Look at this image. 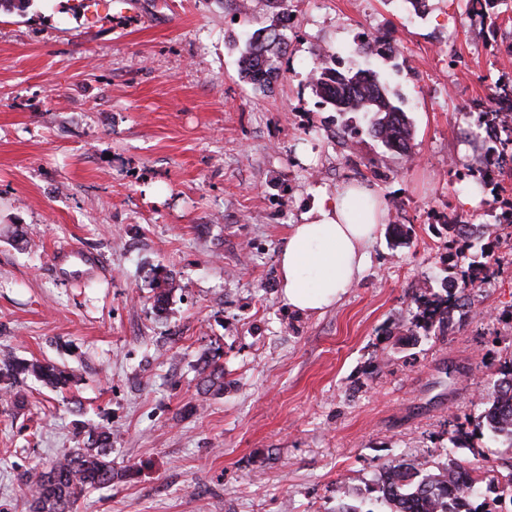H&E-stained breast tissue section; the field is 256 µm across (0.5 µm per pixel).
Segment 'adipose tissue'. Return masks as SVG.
Wrapping results in <instances>:
<instances>
[{"instance_id":"adipose-tissue-1","label":"adipose tissue","mask_w":512,"mask_h":512,"mask_svg":"<svg viewBox=\"0 0 512 512\" xmlns=\"http://www.w3.org/2000/svg\"><path fill=\"white\" fill-rule=\"evenodd\" d=\"M385 216L382 196L354 182L325 197L302 223L291 225L278 254L288 309L313 315L336 303L362 273Z\"/></svg>"}]
</instances>
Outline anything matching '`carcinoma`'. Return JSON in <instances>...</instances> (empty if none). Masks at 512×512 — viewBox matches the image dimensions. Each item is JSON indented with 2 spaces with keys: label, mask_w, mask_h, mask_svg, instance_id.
Here are the masks:
<instances>
[{
  "label": "carcinoma",
  "mask_w": 512,
  "mask_h": 512,
  "mask_svg": "<svg viewBox=\"0 0 512 512\" xmlns=\"http://www.w3.org/2000/svg\"><path fill=\"white\" fill-rule=\"evenodd\" d=\"M269 8L276 10L272 23L257 30L245 43L239 58V78L265 91L281 70V58L286 55L290 30L285 24L290 12V0H267ZM356 53L390 57L394 49L376 38L359 43ZM336 54H314L307 82L318 98L319 107L339 115L345 112H364L370 115L368 134L380 142L387 151L401 157L411 155L414 139L413 124L404 109L392 100L386 85L373 71L361 68L337 72ZM504 88L487 95L479 113L478 130L472 132L476 155L472 162L462 166L463 175L472 179L487 192L489 184L483 178V170L490 165L499 169L512 166V124L498 120L496 102ZM498 194L499 186H494ZM485 247L474 255L472 273L459 282L445 276L441 291L422 289L415 297L416 314L407 328L412 336L427 334L448 325L450 314H468L467 292L485 283L481 277L487 269ZM20 375H30L45 384L63 391L74 383V376L47 361L19 359L10 354L0 359V382L12 383ZM497 381L489 398L490 407L483 415L487 429L494 440L512 449V359L500 368ZM201 381L207 391L216 395L224 392V368L216 359L205 362L201 368ZM88 444L72 448L57 459L45 472L25 475L24 485L34 504V512H72L78 499L89 488H103L112 484L115 473L112 468V428L89 427ZM471 436L454 434L450 438L448 460L431 473L418 463H400L384 468L373 492L376 493L371 507L340 502L336 512H375L383 506V512H461L456 496L465 494L457 484L463 472L479 471L471 460L456 456L455 449L469 448Z\"/></svg>",
  "instance_id": "cac0c4a2"
}]
</instances>
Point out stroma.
I'll return each instance as SVG.
<instances>
[{"label":"stroma","mask_w":512,"mask_h":512,"mask_svg":"<svg viewBox=\"0 0 512 512\" xmlns=\"http://www.w3.org/2000/svg\"><path fill=\"white\" fill-rule=\"evenodd\" d=\"M281 75L240 81L246 33L270 11L232 0H34L0 11V355L73 371L59 393L17 380L0 399V512H31L25 471L49 470L113 431L112 485L76 512H334L370 497L380 470L448 459L455 428L480 421L512 355V251L442 336L407 335L419 288H440L445 217L488 224L453 167L495 83L502 47L465 0H294ZM396 45L357 56L361 36ZM378 72L414 126L400 159L367 118L319 108L317 48ZM347 125L348 135L336 132ZM379 191L387 213L360 279L324 313L282 300L277 257L291 225L345 182ZM77 244L97 273L56 264ZM175 288L153 302L160 277ZM219 356L224 392L198 370Z\"/></svg>","instance_id":"1"}]
</instances>
